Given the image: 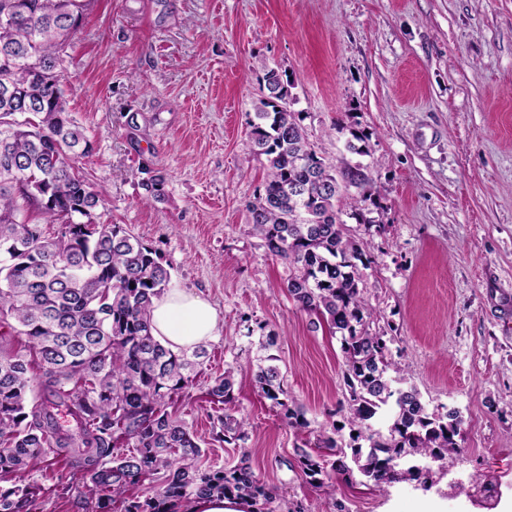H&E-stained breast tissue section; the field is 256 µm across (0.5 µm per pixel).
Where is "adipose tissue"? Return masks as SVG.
Here are the masks:
<instances>
[{
  "label": "adipose tissue",
  "instance_id": "ef3b65f1",
  "mask_svg": "<svg viewBox=\"0 0 512 512\" xmlns=\"http://www.w3.org/2000/svg\"><path fill=\"white\" fill-rule=\"evenodd\" d=\"M217 323V311L206 298L176 285L152 304V333L176 352L193 349L210 339Z\"/></svg>",
  "mask_w": 512,
  "mask_h": 512
}]
</instances>
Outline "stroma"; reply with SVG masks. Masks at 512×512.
<instances>
[{"mask_svg": "<svg viewBox=\"0 0 512 512\" xmlns=\"http://www.w3.org/2000/svg\"><path fill=\"white\" fill-rule=\"evenodd\" d=\"M270 68L288 73L327 166L367 168V221L344 218L369 259L367 322L428 411L459 420L430 491L356 474L318 488L298 465L305 452L325 460L320 433L349 444L350 426L340 341L298 308L293 268L252 230L265 179L252 121ZM64 76L93 146L76 165L104 195L100 221L156 249L218 312L176 399L204 465L248 457L275 512H500L512 500V0H92ZM356 133L367 154L347 150ZM145 165L165 176L150 202ZM267 354L306 427L260 396ZM228 368L248 431L231 445L214 439L208 394Z\"/></svg>", "mask_w": 512, "mask_h": 512, "instance_id": "obj_1", "label": "stroma"}]
</instances>
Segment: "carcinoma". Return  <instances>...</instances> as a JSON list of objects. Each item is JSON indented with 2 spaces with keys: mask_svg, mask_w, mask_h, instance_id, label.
<instances>
[{
  "mask_svg": "<svg viewBox=\"0 0 512 512\" xmlns=\"http://www.w3.org/2000/svg\"><path fill=\"white\" fill-rule=\"evenodd\" d=\"M92 0H0V512H35L42 487L11 478L59 463L81 473L78 494L92 512H178L184 503L219 494L249 501L251 512H275L272 492L247 459L230 469L202 465L203 450L170 411L206 354L174 352L152 335L150 312L170 281L157 250L121 224L97 221L102 198L75 166L92 151L69 112L63 63L68 41ZM291 84L270 69L252 123L256 154L265 158L263 192L249 205L254 233L295 274L288 293L339 337L351 453L332 436L318 440L335 457L330 467L303 454V471L321 486L337 472L358 471L375 486L426 472L401 464L443 461L456 448L457 423L428 412L420 392L404 385L386 340L370 330L358 286L367 257L345 232L346 211L364 218L371 193L361 165L330 170L308 142L291 108ZM26 101L34 121L16 110ZM146 195L160 197L163 177L142 168ZM357 193L350 192V188ZM259 363L255 382L288 423L304 425L288 404L276 365ZM42 374L33 376V366ZM233 372L209 390L219 406L216 437L245 440L232 414ZM391 409L387 434L373 428ZM65 414L73 427L58 419ZM146 480L151 497L129 496Z\"/></svg>",
  "mask_w": 512,
  "mask_h": 512,
  "instance_id": "obj_1",
  "label": "carcinoma"
}]
</instances>
